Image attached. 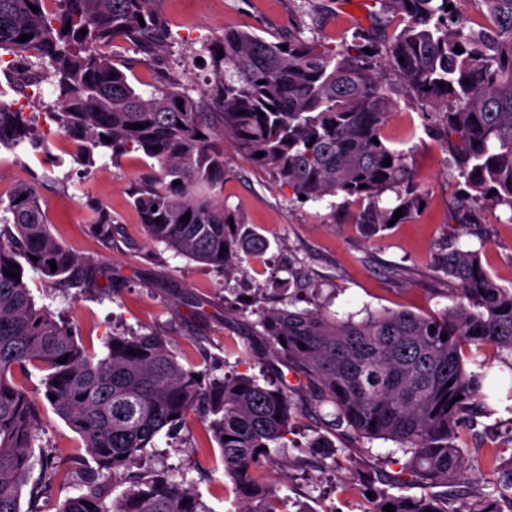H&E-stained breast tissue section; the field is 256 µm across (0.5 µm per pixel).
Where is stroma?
Returning <instances> with one entry per match:
<instances>
[{"label":"stroma","mask_w":512,"mask_h":512,"mask_svg":"<svg viewBox=\"0 0 512 512\" xmlns=\"http://www.w3.org/2000/svg\"><path fill=\"white\" fill-rule=\"evenodd\" d=\"M368 0H158L171 39L163 52L170 72L191 95L212 77L207 46L228 30H244L273 39L291 30L330 48H341L356 28L370 27ZM101 53L123 66L132 83L158 76L152 57L131 43L117 40ZM396 107L386 135L405 154L425 205L413 219L366 237L346 212L332 213L327 202H304L272 172L256 165L232 141L224 143V202L249 226L267 238L269 249L259 259L247 257L240 272L223 270L175 254L149 240L129 191L146 168V159L128 154L120 163L109 157L84 168L72 159L73 146L60 137L50 151L0 148V190L20 184L34 188L46 212L51 234L80 259L102 267L95 287L66 291L50 287L38 274L25 278L38 305L63 317L84 342L101 348L116 332L157 331L169 340L179 360L207 375L238 373L280 380L292 398H302L306 380L274 350L254 336L256 314L242 297L266 287L271 274L296 276L303 290L298 308L329 305L340 316L364 309L410 311L436 316L453 304L454 284L437 269L439 257L454 248L479 251L483 267L501 286L512 289V219L502 211L487 212L483 221L460 227L456 221V166L445 145L425 129L420 103L397 91ZM114 220L111 242H104L92 223L98 208ZM328 437L336 455L326 469H301L311 440ZM202 420L190 415L177 438L159 435L146 466L166 470L192 488L213 512H236L237 502L219 454L199 452ZM469 461L465 494L453 493L454 507L468 497L488 496L507 502L497 472L474 467L492 449L512 448V399L500 396L494 414L463 431L460 443ZM36 452L61 463L89 458L82 438L42 404ZM274 456L286 464L285 475L269 474L280 496L302 504L306 512H364L368 505L365 477L378 471L397 473L405 458L396 443L375 440L367 450L351 449L345 438L317 422L306 411L284 447Z\"/></svg>","instance_id":"1"}]
</instances>
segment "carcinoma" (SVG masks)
Returning a JSON list of instances; mask_svg holds the SVG:
<instances>
[{
	"mask_svg": "<svg viewBox=\"0 0 512 512\" xmlns=\"http://www.w3.org/2000/svg\"><path fill=\"white\" fill-rule=\"evenodd\" d=\"M57 2L50 13L45 0H0V52L13 55L24 78L52 68L58 97L49 118L74 143L77 163L90 166L98 155L118 162L131 152L152 160L130 199L148 237L179 255L229 276L244 256L269 248L224 205L226 138L308 201L342 199L330 203L334 212L362 204L353 221L370 237L397 209L401 222L416 213L423 197L411 185L405 154L385 136L394 100L373 68L378 60L416 100L445 105L429 132L455 155L466 196L512 213V0H479L486 24L477 30L446 9L456 0H372L370 20L380 31L357 28L341 51L296 33L268 41L226 32L208 47L213 78L198 99L167 74L140 89L98 51L117 39L147 54L161 48L170 33L157 0ZM26 144L41 146L37 131L0 100V146ZM92 222L112 239L108 211L97 209ZM0 223V512H43L39 500L71 481L81 492L57 512H212L191 488L141 466L155 437L177 433L200 406L205 434L235 485L237 512H286L275 488L256 476L278 466L271 445L292 430L296 405L286 392L243 374L209 378L184 365L157 332L114 334L97 354L68 323L36 306L25 271L56 288H91L103 269L53 237L27 185L0 197ZM439 265L456 284V300L437 317L383 310L357 320L294 310L291 296L265 309L262 288L253 298L260 305L255 335L307 378L310 408L330 405L333 426L348 438L392 441L409 456L403 470L424 493L378 489L365 512L388 504L394 512H504L486 497L458 510L448 493L432 488L466 474L461 424L489 406L485 374L466 367L462 347L512 352V289L495 282L475 250L455 248ZM32 367L44 373V399L81 436L98 470L119 475L123 490L112 504L115 487L86 475L83 463L70 468L48 456L41 481L25 490L40 409L16 374L26 377ZM309 448L322 461L336 451L321 437Z\"/></svg>",
	"mask_w": 512,
	"mask_h": 512,
	"instance_id": "1",
	"label": "carcinoma"
}]
</instances>
